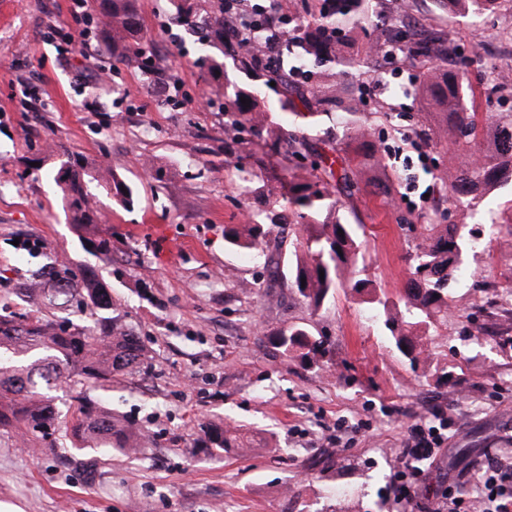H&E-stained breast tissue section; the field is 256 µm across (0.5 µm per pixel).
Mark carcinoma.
I'll return each instance as SVG.
<instances>
[{"label": "carcinoma", "instance_id": "carcinoma-1", "mask_svg": "<svg viewBox=\"0 0 512 512\" xmlns=\"http://www.w3.org/2000/svg\"><path fill=\"white\" fill-rule=\"evenodd\" d=\"M132 0H98L94 13L99 35L112 40V57L128 66L141 65V52L125 46L140 28ZM184 25L200 31L199 47L213 49L221 58L209 57L208 82L224 97V131L235 140L245 133H263L265 144L281 140L282 125L268 121L280 112L283 121L294 122L301 112L293 100L266 99L262 88L272 81L292 86L294 74L313 73L316 83L308 96H300L310 117L330 116L343 129L344 138L359 142L361 156L379 164L375 152L365 149L370 118L360 112L354 92L340 87L338 77L370 64L373 54L400 51L408 59L448 58L454 48L441 40H409L401 22L374 20L370 0H318L317 12L302 19H288V45L297 55L274 64L260 63L266 33L255 21L241 27L242 39L224 34V0H176ZM512 0H448V9L466 17L496 13ZM374 27L376 37L358 45L359 33ZM229 60L246 83L227 78ZM435 109L438 121L453 132L448 170L443 172L448 200L456 206L477 210L483 198L505 183H512V113L495 116L491 128L475 110L473 89L466 63L458 69L432 67L420 80ZM249 100L244 106L241 99ZM87 167L78 155L66 157L52 172L59 187L63 209L73 224H97L96 194L89 186ZM357 169L346 160L328 156L304 176L288 169L280 197L269 202L263 224L250 215L243 224L224 229V239L245 251L248 259L262 260L271 280L288 278V285L315 307H320L339 288L365 296L373 316L385 317L388 339L416 366L425 354V340L448 321L456 272L476 241L461 232L458 224L414 225L420 243L412 256L411 276L399 291L403 310L391 313L372 280L361 277L359 256L365 225L347 224L340 214L342 198L351 195ZM97 185L132 204L130 188L112 172L97 173ZM289 243L288 269L281 266L283 243ZM31 302L36 313L20 319L0 315V432L11 433L26 448L45 453L70 448L78 453L110 457L114 452L140 453L150 438L112 413L106 393L112 378L139 367L149 350L132 331L107 315L112 292L99 274L85 268L78 281L68 273L57 275L53 287L33 282L0 294V303ZM76 301L80 311L96 316L90 326L70 319L59 320L62 305ZM285 359H312L325 352L323 341L303 327L280 328L272 335ZM66 385L70 402L59 406L51 392ZM203 448L217 457L226 448H244V433L222 423L203 430Z\"/></svg>", "mask_w": 512, "mask_h": 512}]
</instances>
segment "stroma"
I'll return each instance as SVG.
<instances>
[{
    "mask_svg": "<svg viewBox=\"0 0 512 512\" xmlns=\"http://www.w3.org/2000/svg\"><path fill=\"white\" fill-rule=\"evenodd\" d=\"M423 31L452 40L467 60L481 115L512 112V8L472 20L446 0H406ZM150 69L113 60L73 0H0V294L54 271L93 267L112 314L151 352L111 404L146 432L141 454L97 459L40 454L0 435V512H425L448 488L476 493L488 458L512 466V189L489 194L491 228L449 207L448 160L428 130L416 79L427 60L381 58L347 84L367 112L395 114L371 141L380 167L360 169L345 200L366 226V274L388 298L410 275L418 223L433 207L486 244L464 264L448 322L411 367L360 296L336 292L312 308L294 289L264 298L262 266L224 240V227L266 209L288 165V139L308 153L345 154L328 119L293 124L276 155L234 145L193 37L171 0H136ZM90 171L115 170L132 205L97 190L101 221L70 223L50 173L65 152ZM108 239L111 251L97 247ZM51 255L55 268L43 265ZM310 328L325 340L314 363L284 360L271 336ZM448 428L425 462L411 505L396 504L394 466L412 426ZM244 426L249 447L207 459L197 446L213 421Z\"/></svg>",
    "mask_w": 512,
    "mask_h": 512,
    "instance_id": "35a3bbf8",
    "label": "stroma"
}]
</instances>
